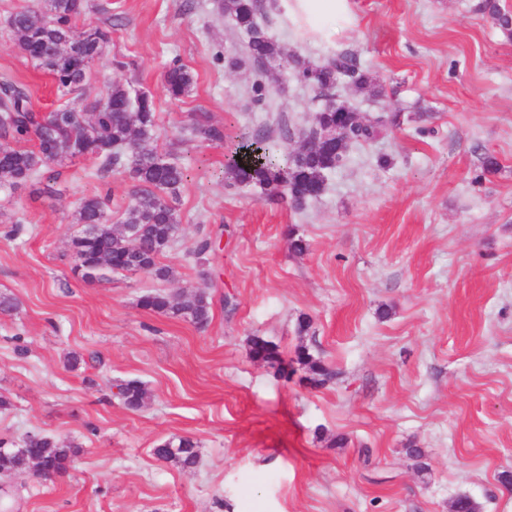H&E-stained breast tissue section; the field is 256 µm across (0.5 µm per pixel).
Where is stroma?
I'll return each mask as SVG.
<instances>
[{
    "instance_id": "35a3bbf8",
    "label": "stroma",
    "mask_w": 512,
    "mask_h": 512,
    "mask_svg": "<svg viewBox=\"0 0 512 512\" xmlns=\"http://www.w3.org/2000/svg\"><path fill=\"white\" fill-rule=\"evenodd\" d=\"M84 0L76 24L110 33L83 97L112 83L155 103L150 145L186 168L180 229L160 262L168 280L74 272L70 241L84 197L110 194L120 221L133 184L87 157L52 163L60 194L38 182L0 189V439L42 434L76 448L67 474L10 483L11 512H452L466 494L481 512H512V37L480 0H349L351 25L305 36L271 0L270 35L319 62L352 54L381 85L337 99L400 124L350 146L324 192L302 209L254 187L224 185L242 135L287 125L297 147L322 105L292 75L271 109L252 101L251 64L216 0ZM39 0H0V78L47 114L61 99L49 72L9 26ZM193 77L171 100L172 63ZM223 128L200 139L197 113ZM499 163L482 172L484 156ZM215 249L200 259L202 237ZM306 244L290 248L291 237ZM212 298L205 327L141 308L166 292ZM310 327L300 332L301 317ZM277 344L287 376L252 361L250 337ZM306 347L333 375L311 385ZM136 378L139 410L116 395ZM193 438L199 463L157 460L165 440ZM418 448L422 458L410 456Z\"/></svg>"
}]
</instances>
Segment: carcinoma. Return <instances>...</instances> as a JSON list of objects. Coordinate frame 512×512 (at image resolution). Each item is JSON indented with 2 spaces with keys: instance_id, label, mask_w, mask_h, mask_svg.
<instances>
[{
  "instance_id": "1",
  "label": "carcinoma",
  "mask_w": 512,
  "mask_h": 512,
  "mask_svg": "<svg viewBox=\"0 0 512 512\" xmlns=\"http://www.w3.org/2000/svg\"><path fill=\"white\" fill-rule=\"evenodd\" d=\"M83 8V0H41L40 9H24L11 17V28L20 47L53 75L64 96L82 89L89 64L109 40L108 32L100 28H77L76 19ZM218 9L246 36L243 57L231 59L230 64L247 60L253 65L256 78L250 92L256 105L269 106L267 82H279L281 72L288 70L318 97L339 84L373 96L381 93L370 75L347 53L319 63L286 53L267 34L266 27L273 23L267 0H219ZM479 9L488 14L492 24L512 35V12L501 8L497 0H481ZM192 82V75L181 64H173L166 73V91L174 100L186 95ZM397 120L396 115L379 116L350 124L344 113L323 107L315 113L314 125L321 129L349 126L355 142L370 144L397 125ZM195 130L206 141L224 140V130L211 124L204 113L197 115ZM154 132L153 99L144 93L133 97L123 84H112L106 97L95 103L88 105L74 97L41 117L33 111L23 88L9 80L0 83V187L16 189L53 162L84 156L95 157L106 167L124 168L135 183L132 198L116 226L111 225L108 196L81 202L76 221L82 230L71 239L70 247L74 271L85 281L99 279L104 269L144 271L158 279L170 274L159 258L179 231L173 202L188 174L178 163L146 147ZM29 138L36 141L33 150L11 145ZM344 158L336 147L315 142L281 151L271 142L270 134L257 133L244 138L230 154L224 165V185L258 187L301 209L322 194L327 175ZM140 305L198 327L206 326L210 320L211 301L204 291L185 299L149 293L141 297ZM249 356L278 370L286 362L279 346L260 336L250 338ZM297 359L307 367L315 384H322L329 377L326 366L308 351H298ZM118 395L130 410L140 409L149 398L148 389L138 379L120 383ZM24 448L30 456L50 458L58 475L68 470L74 454L73 448L59 446L42 435L27 437ZM153 455L164 462L174 461L184 469L195 466L198 458L196 443L190 438L162 441L153 448ZM20 465L18 454L0 441V471L16 470Z\"/></svg>"
}]
</instances>
